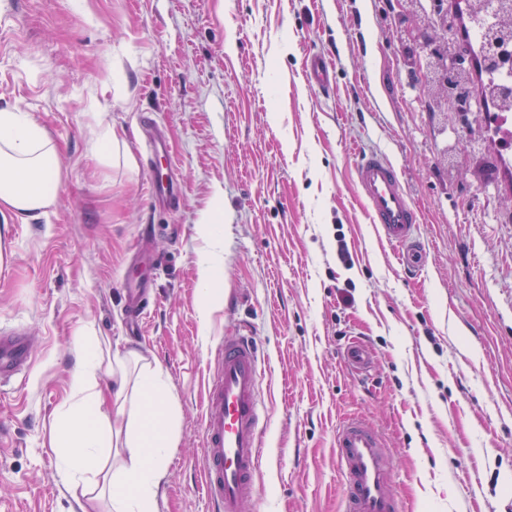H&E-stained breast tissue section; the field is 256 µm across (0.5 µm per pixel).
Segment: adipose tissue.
Wrapping results in <instances>:
<instances>
[{
	"mask_svg": "<svg viewBox=\"0 0 512 512\" xmlns=\"http://www.w3.org/2000/svg\"><path fill=\"white\" fill-rule=\"evenodd\" d=\"M57 151L45 129L27 112L0 110V215L38 218L56 198ZM111 381L109 394L99 375ZM111 402L125 417L122 440L112 438L102 411ZM169 387L161 370L136 351L103 353L100 344L80 350L72 395L56 415L50 444L68 478L87 487L107 482L112 512H157L156 503L174 447Z\"/></svg>",
	"mask_w": 512,
	"mask_h": 512,
	"instance_id": "1",
	"label": "adipose tissue"
}]
</instances>
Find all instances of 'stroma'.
<instances>
[{
	"instance_id": "obj_1",
	"label": "stroma",
	"mask_w": 512,
	"mask_h": 512,
	"mask_svg": "<svg viewBox=\"0 0 512 512\" xmlns=\"http://www.w3.org/2000/svg\"><path fill=\"white\" fill-rule=\"evenodd\" d=\"M435 32L474 62L459 0H0V109L45 128L61 176L45 214L0 219V329L35 339L29 372L0 389V512L88 504L49 445L82 336L163 371L177 429L157 510L210 512L204 387L219 336L240 328L267 343L271 405L245 512H339L348 414L385 436L404 512H512V156L481 74L464 112L425 91ZM310 52L332 58L331 97L306 79ZM147 119L170 141L174 211L150 202ZM355 147L389 156L422 214L416 282L355 194ZM140 247L158 258L156 304L131 336L123 282ZM203 253L221 269L208 311ZM357 338L365 376L340 360Z\"/></svg>"
}]
</instances>
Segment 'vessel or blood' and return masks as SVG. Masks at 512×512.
<instances>
[{
    "label": "vessel or blood",
    "mask_w": 512,
    "mask_h": 512,
    "mask_svg": "<svg viewBox=\"0 0 512 512\" xmlns=\"http://www.w3.org/2000/svg\"><path fill=\"white\" fill-rule=\"evenodd\" d=\"M314 88L329 92L333 71L319 53L307 60ZM353 182L377 239L395 249L406 274H418L425 254L418 236L420 210L384 153L360 150L353 157ZM150 197L168 209L180 206V186L170 177H152ZM126 288L125 325L141 333L147 315L148 284L130 277ZM32 340L16 330L0 332V384L18 378L30 366ZM344 365L368 373L372 353L365 343L351 342L342 354ZM267 362L264 342L251 331L221 339L209 371L202 424V478L212 512H245L265 457L268 405L263 391ZM342 480V512H402L394 490L383 436L363 417H344L334 437Z\"/></svg>",
    "instance_id": "1"
}]
</instances>
